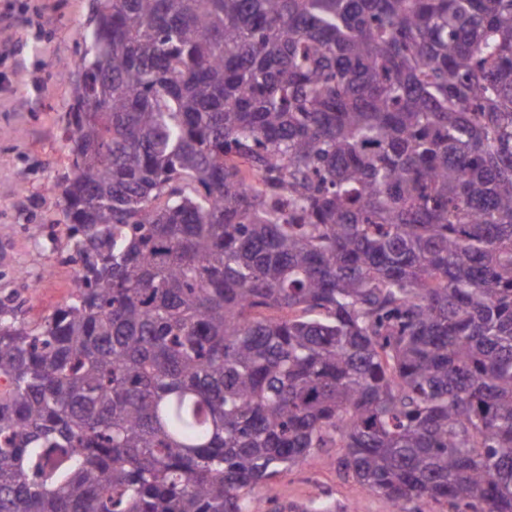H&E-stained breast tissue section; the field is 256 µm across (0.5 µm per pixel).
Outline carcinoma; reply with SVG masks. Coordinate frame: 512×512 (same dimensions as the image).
<instances>
[{"mask_svg": "<svg viewBox=\"0 0 512 512\" xmlns=\"http://www.w3.org/2000/svg\"><path fill=\"white\" fill-rule=\"evenodd\" d=\"M68 300L0 303V512H512V0H95ZM342 454L343 448H322L267 480L259 491L266 506L271 508L274 501L314 510L318 504L326 503L336 507V512H395L388 499L366 491L338 470L336 461Z\"/></svg>", "mask_w": 512, "mask_h": 512, "instance_id": "1", "label": "carcinoma"}]
</instances>
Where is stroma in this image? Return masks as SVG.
Returning <instances> with one entry per match:
<instances>
[{
    "label": "stroma",
    "instance_id": "35a3bbf8",
    "mask_svg": "<svg viewBox=\"0 0 512 512\" xmlns=\"http://www.w3.org/2000/svg\"><path fill=\"white\" fill-rule=\"evenodd\" d=\"M93 25L92 0H0V300L38 323L69 295L72 257L60 186L73 178L68 114L72 78L59 65L78 60ZM42 285L32 296L29 282ZM324 448L267 480L265 501L337 512H395L337 467Z\"/></svg>",
    "mask_w": 512,
    "mask_h": 512
}]
</instances>
